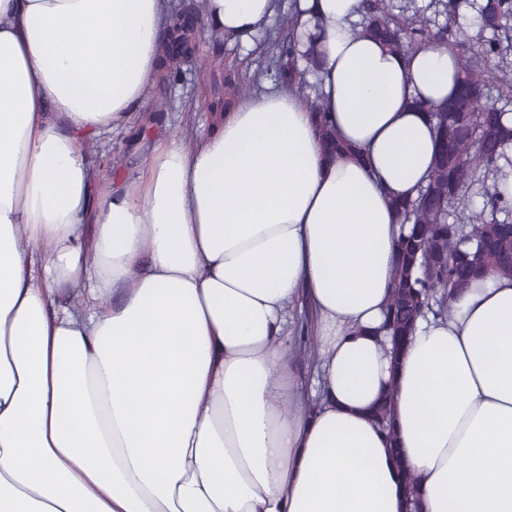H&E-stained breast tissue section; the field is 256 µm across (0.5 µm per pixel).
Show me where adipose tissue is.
<instances>
[{"mask_svg":"<svg viewBox=\"0 0 512 512\" xmlns=\"http://www.w3.org/2000/svg\"><path fill=\"white\" fill-rule=\"evenodd\" d=\"M274 8L200 20L249 47ZM292 11L351 154L269 83L108 178L87 140L137 119L169 0H0V512H410L402 466L419 512H512V277L476 275L398 361L382 330L393 202L429 179L458 58L362 35V0ZM390 385L398 464L369 415ZM289 363L298 379L308 384L312 375L315 358L313 352L304 354V344L301 343L296 349L289 350Z\"/></svg>","mask_w":512,"mask_h":512,"instance_id":"adipose-tissue-1","label":"adipose tissue"}]
</instances>
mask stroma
<instances>
[{
  "label": "stroma",
  "instance_id": "stroma-1",
  "mask_svg": "<svg viewBox=\"0 0 512 512\" xmlns=\"http://www.w3.org/2000/svg\"><path fill=\"white\" fill-rule=\"evenodd\" d=\"M290 0H277L275 14L265 23L262 38L255 48L239 41L217 42L203 28L193 32V57L181 59L173 75L154 82L144 107L148 124L126 135H108L92 141L91 158H102L105 175L114 170L138 172L149 156L141 139H162L204 133L219 102L230 86L250 88L255 76L264 72L276 46L288 33Z\"/></svg>",
  "mask_w": 512,
  "mask_h": 512
}]
</instances>
